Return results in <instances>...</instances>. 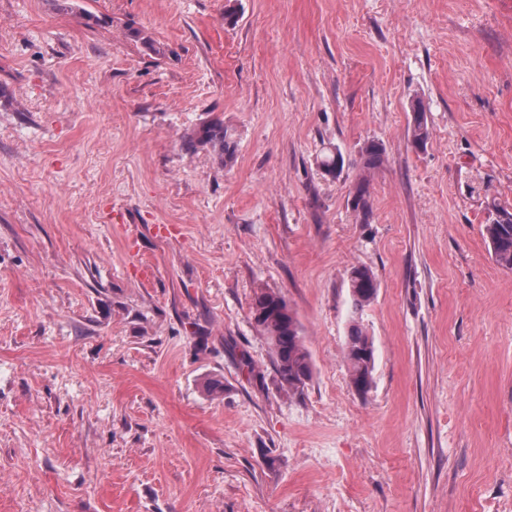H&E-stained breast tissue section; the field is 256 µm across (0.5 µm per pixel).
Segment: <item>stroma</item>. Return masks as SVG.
<instances>
[{
	"label": "stroma",
	"mask_w": 512,
	"mask_h": 512,
	"mask_svg": "<svg viewBox=\"0 0 512 512\" xmlns=\"http://www.w3.org/2000/svg\"><path fill=\"white\" fill-rule=\"evenodd\" d=\"M213 116L224 168L181 139ZM488 192L512 203V0H0V512H512ZM260 286L310 353L290 395ZM418 106L419 107L413 112L414 115L410 127L411 144L417 149H422L428 142L429 130L424 109L420 104H418ZM383 162V149L378 143L371 142L362 148L359 157L361 174L353 196L352 205L354 210H358L365 217H368L370 209L367 198V176L379 169ZM379 284L375 274L366 267H354L348 280L351 312L347 325L344 362L351 384L366 393L372 384L374 346L363 321V313L376 298Z\"/></svg>",
	"instance_id": "obj_1"
}]
</instances>
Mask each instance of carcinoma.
Segmentation results:
<instances>
[{
	"instance_id": "obj_1",
	"label": "carcinoma",
	"mask_w": 512,
	"mask_h": 512,
	"mask_svg": "<svg viewBox=\"0 0 512 512\" xmlns=\"http://www.w3.org/2000/svg\"><path fill=\"white\" fill-rule=\"evenodd\" d=\"M410 133L413 147L422 149L426 146L429 130L424 109L420 106L414 111ZM183 146L187 150L207 148L219 164L225 165L233 158L236 140L224 120L212 118L187 133ZM383 162V149L379 144L371 142L362 148L359 157L361 174L352 205L365 217L369 215L367 176L379 169ZM316 164L323 173L334 176L340 168L341 158L336 150L329 149L316 159ZM486 209L484 231L492 258L499 266L512 270V206L502 205L493 197L487 202ZM378 288L376 276L370 269L362 266L352 269L348 280L351 312L344 362L351 384L362 393L371 387L374 368L373 340L364 324L363 313L376 298ZM251 313L270 345L281 388L290 393L297 391L310 380L312 365L296 316L285 298L272 288H259L254 292Z\"/></svg>"
}]
</instances>
